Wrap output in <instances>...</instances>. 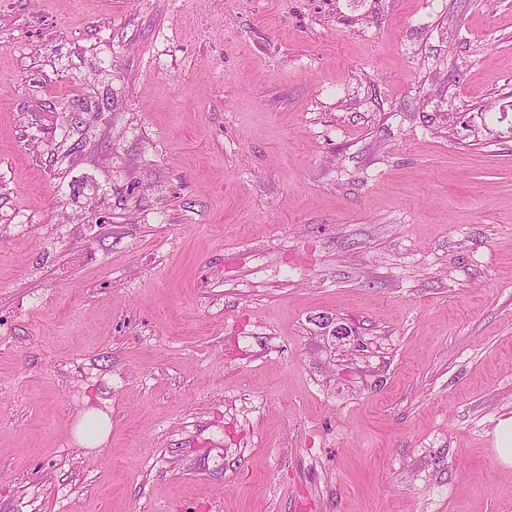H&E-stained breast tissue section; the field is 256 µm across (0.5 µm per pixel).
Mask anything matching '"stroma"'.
Returning a JSON list of instances; mask_svg holds the SVG:
<instances>
[{
  "label": "stroma",
  "instance_id": "obj_1",
  "mask_svg": "<svg viewBox=\"0 0 512 512\" xmlns=\"http://www.w3.org/2000/svg\"><path fill=\"white\" fill-rule=\"evenodd\" d=\"M508 422L512 0H0V512H512ZM100 417L103 421L92 415H83L80 417L73 427V433L80 442L93 441L86 444L98 445L107 438L110 432V422L106 417Z\"/></svg>",
  "mask_w": 512,
  "mask_h": 512
}]
</instances>
